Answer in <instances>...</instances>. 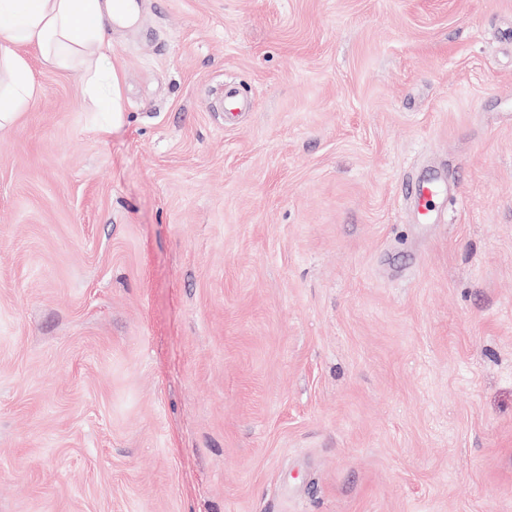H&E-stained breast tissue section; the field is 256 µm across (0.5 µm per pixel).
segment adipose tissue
Returning a JSON list of instances; mask_svg holds the SVG:
<instances>
[{"instance_id":"adipose-tissue-1","label":"adipose tissue","mask_w":512,"mask_h":512,"mask_svg":"<svg viewBox=\"0 0 512 512\" xmlns=\"http://www.w3.org/2000/svg\"><path fill=\"white\" fill-rule=\"evenodd\" d=\"M0 16L11 20L0 29V128L13 125L38 96L26 47L49 69L80 72L84 97L108 113L109 127L123 122V79L103 48L113 23L131 21L127 0H0Z\"/></svg>"}]
</instances>
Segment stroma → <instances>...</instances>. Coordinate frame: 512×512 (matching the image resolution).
Segmentation results:
<instances>
[{
    "label": "stroma",
    "instance_id": "stroma-1",
    "mask_svg": "<svg viewBox=\"0 0 512 512\" xmlns=\"http://www.w3.org/2000/svg\"><path fill=\"white\" fill-rule=\"evenodd\" d=\"M135 2L0 131V512H512V0ZM440 187L441 185L431 183H419L411 196L422 224H429L433 219V212L436 209V199L440 194Z\"/></svg>",
    "mask_w": 512,
    "mask_h": 512
}]
</instances>
